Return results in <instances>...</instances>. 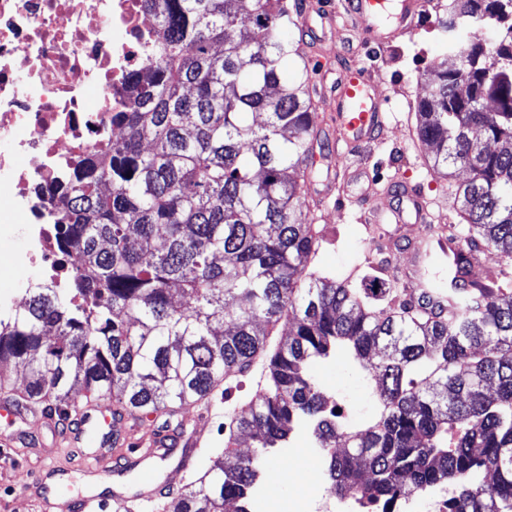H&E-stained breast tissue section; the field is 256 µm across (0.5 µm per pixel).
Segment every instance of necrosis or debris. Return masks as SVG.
Wrapping results in <instances>:
<instances>
[{"instance_id":"4bbe7bcc","label":"necrosis or debris","mask_w":512,"mask_h":512,"mask_svg":"<svg viewBox=\"0 0 512 512\" xmlns=\"http://www.w3.org/2000/svg\"><path fill=\"white\" fill-rule=\"evenodd\" d=\"M151 28L141 0H0V205L25 234L11 262L28 272L15 294H0V314L16 293L72 276L46 190L70 177L75 156L111 138L125 74L151 58Z\"/></svg>"}]
</instances>
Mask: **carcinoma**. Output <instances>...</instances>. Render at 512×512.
Here are the masks:
<instances>
[{"label": "carcinoma", "mask_w": 512, "mask_h": 512, "mask_svg": "<svg viewBox=\"0 0 512 512\" xmlns=\"http://www.w3.org/2000/svg\"><path fill=\"white\" fill-rule=\"evenodd\" d=\"M143 2L153 62L124 81L121 134L51 191L72 287L35 288L0 319V369L27 378L18 400L74 415L79 386L111 397L114 418L145 411L169 426L217 390L229 397L225 383L262 359L269 390L233 416L173 512H249L263 451L301 419L335 445L340 498L387 510L448 484V512H512V296L474 282L448 288L445 305L397 303L383 265L342 281L308 271L326 235L303 195L324 142L287 0ZM436 6L446 52L416 135L433 169L468 173L455 193L465 227H439L455 282L486 249L512 259V0ZM490 27L491 44L478 36ZM338 353L380 382L379 417L360 434L338 429L311 374ZM240 433L255 459L230 447Z\"/></svg>", "instance_id": "cac0c4a2"}]
</instances>
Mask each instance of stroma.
Returning <instances> with one entry per match:
<instances>
[{
  "instance_id": "1",
  "label": "stroma",
  "mask_w": 512,
  "mask_h": 512,
  "mask_svg": "<svg viewBox=\"0 0 512 512\" xmlns=\"http://www.w3.org/2000/svg\"><path fill=\"white\" fill-rule=\"evenodd\" d=\"M322 40L305 43L309 56L311 77L309 94L316 112H325L327 96L333 82L324 73L323 62L356 60L369 78L389 100L385 129L380 142H365L353 152L339 159L340 168H365L367 177L351 182L343 173L332 194L320 204L319 223L325 224L329 236L313 262L328 276L341 279L348 272L368 262L384 263L392 268L400 297H407L414 285L409 275L411 261L406 252L395 245L405 236H416L414 225L397 227L365 222L369 207L384 210L398 207L399 199L389 193L392 180L403 179L417 184L429 201L431 221L435 224L457 223L453 191L465 181L463 172L446 177L430 168L426 157L429 147L418 140L415 127V107L429 91V71L444 52L445 35L438 25L437 13L420 17L416 29L399 39L393 47H382L368 42L348 9H341L336 17V27L322 30ZM263 365H255L242 379L238 388L232 389L228 402L218 403L212 418L205 424L204 439L212 445H223L228 406L250 401L261 395L265 388ZM313 376L328 396L335 402L341 420L351 430L373 418L377 411V388L367 381L357 360L349 355H338L315 363ZM17 432L30 434L31 445L14 470L0 476V512H35L29 495L33 480L48 487L67 483L86 494H100L110 489L130 496L146 492L141 481L143 471H150L153 479L172 488H180L188 481L187 471L182 470L178 455L153 458L115 476L110 482L85 475L66 460V443L53 442L50 432L35 433L30 420L7 421L0 416V439Z\"/></svg>"
}]
</instances>
